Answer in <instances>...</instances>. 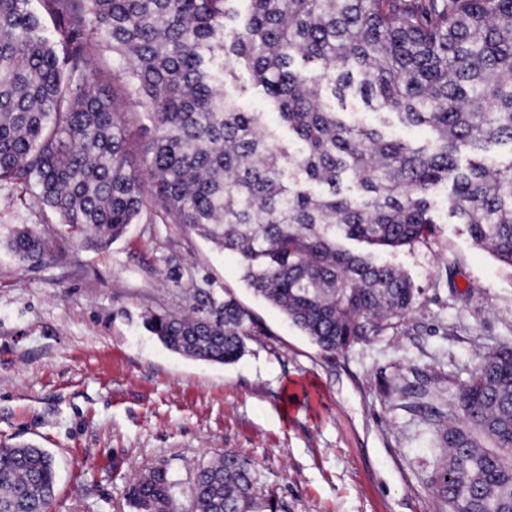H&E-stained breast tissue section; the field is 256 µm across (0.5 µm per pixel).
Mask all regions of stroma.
<instances>
[{"instance_id":"1","label":"stroma","mask_w":512,"mask_h":512,"mask_svg":"<svg viewBox=\"0 0 512 512\" xmlns=\"http://www.w3.org/2000/svg\"><path fill=\"white\" fill-rule=\"evenodd\" d=\"M439 219L429 243L379 254L420 288L414 315L332 355L188 228L141 222L102 247L31 192L0 189V446L54 454L49 512H132L137 474L165 466L185 492L227 451L251 458L288 512H435L432 431L391 388L432 367L446 399L477 353L512 347V268ZM25 224L53 239L54 260L18 266L3 240ZM228 294L257 331L235 364L175 354L143 326L146 310Z\"/></svg>"}]
</instances>
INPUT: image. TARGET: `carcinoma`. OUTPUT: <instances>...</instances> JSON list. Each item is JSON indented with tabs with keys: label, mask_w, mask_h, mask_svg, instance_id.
<instances>
[{
	"label": "carcinoma",
	"mask_w": 512,
	"mask_h": 512,
	"mask_svg": "<svg viewBox=\"0 0 512 512\" xmlns=\"http://www.w3.org/2000/svg\"><path fill=\"white\" fill-rule=\"evenodd\" d=\"M38 2L41 12L0 0V186L35 188L36 202L100 245L150 210L184 224L236 255L247 286L333 354L397 331L420 293L345 242H428L443 185L449 217L512 267V0ZM241 65L288 140L226 92ZM353 95L426 139L331 103ZM127 98L151 124L140 165L119 110ZM6 244L21 266L54 256L35 226ZM145 325L168 350L225 365L255 335L230 295L152 312ZM393 391L431 422L436 512H512V348L477 355L446 409L422 382ZM258 482L251 459L226 452L198 470L186 500L158 468L130 485L129 501L134 512H281ZM56 487L48 450L0 448V512H47Z\"/></svg>",
	"instance_id": "carcinoma-1"
}]
</instances>
